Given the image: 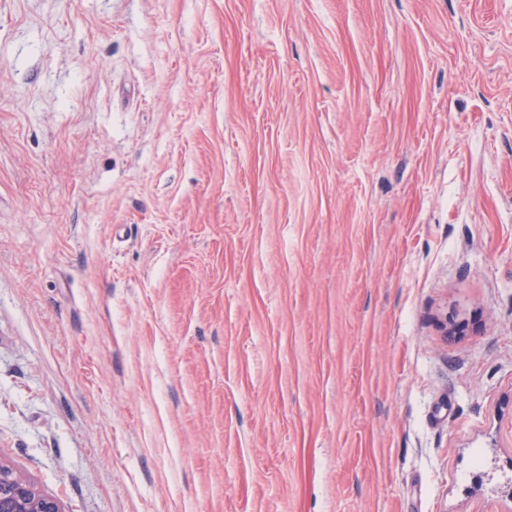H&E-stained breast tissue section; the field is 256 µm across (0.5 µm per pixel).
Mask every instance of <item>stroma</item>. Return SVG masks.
<instances>
[{"mask_svg":"<svg viewBox=\"0 0 512 512\" xmlns=\"http://www.w3.org/2000/svg\"><path fill=\"white\" fill-rule=\"evenodd\" d=\"M0 461L512 512V0H0Z\"/></svg>","mask_w":512,"mask_h":512,"instance_id":"1","label":"stroma"}]
</instances>
